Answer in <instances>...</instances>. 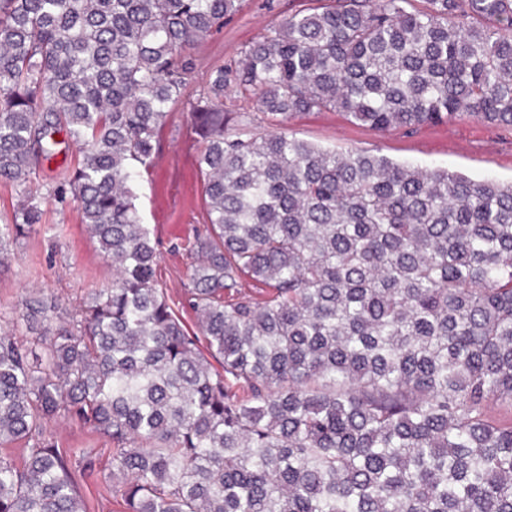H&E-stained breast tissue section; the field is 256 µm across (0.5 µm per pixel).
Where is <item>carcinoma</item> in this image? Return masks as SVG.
Instances as JSON below:
<instances>
[{"mask_svg":"<svg viewBox=\"0 0 512 512\" xmlns=\"http://www.w3.org/2000/svg\"><path fill=\"white\" fill-rule=\"evenodd\" d=\"M237 11L0 0V179L23 195L0 259L41 221L29 183L62 132L83 158L55 192L114 271L54 335L0 330V448L21 454H0V512H86L93 460L55 443L57 416L112 442L123 512H512V418L490 412H512V183L231 136L224 111L232 86L284 120L512 127V0H329L211 68L191 332L133 185L186 88L182 53ZM24 308L41 324L58 304Z\"/></svg>","mask_w":512,"mask_h":512,"instance_id":"obj_1","label":"carcinoma"}]
</instances>
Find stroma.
Returning <instances> with one entry per match:
<instances>
[{
	"label": "stroma",
	"instance_id": "1",
	"mask_svg": "<svg viewBox=\"0 0 512 512\" xmlns=\"http://www.w3.org/2000/svg\"><path fill=\"white\" fill-rule=\"evenodd\" d=\"M302 5V0H241L239 12L223 29L191 48L194 65L186 75V92L171 106L158 133L149 177L135 188L142 220L157 244L159 283L171 301L181 304L180 315L188 329H195L196 319L183 306L190 268L185 248L196 229L208 221L205 187L196 170L203 143L193 130V105L207 88L212 65L238 59L283 15ZM224 109L234 113L238 131L263 135L284 127L298 138L329 149L364 150L426 169L445 168L474 179L512 182V129L472 118L413 133L393 129L383 134L332 111L303 112L279 124L249 95L234 89L225 91ZM80 158L77 146H67L32 176L41 199L42 222L35 233L11 243L0 261L2 326L19 321L29 298L53 300L74 310L112 285V264L81 223L75 201L53 193L61 172L74 167ZM49 428L59 447L83 449L95 461L77 479L87 512H120L121 500L113 496L107 477L111 441L63 417L52 420Z\"/></svg>",
	"mask_w": 512,
	"mask_h": 512
}]
</instances>
